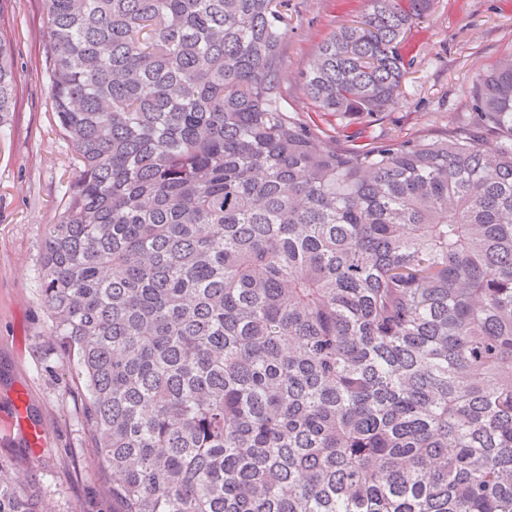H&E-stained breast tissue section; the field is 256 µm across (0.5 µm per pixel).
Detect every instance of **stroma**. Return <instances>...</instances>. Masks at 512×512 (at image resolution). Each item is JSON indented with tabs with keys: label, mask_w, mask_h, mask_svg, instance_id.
I'll use <instances>...</instances> for the list:
<instances>
[{
	"label": "stroma",
	"mask_w": 512,
	"mask_h": 512,
	"mask_svg": "<svg viewBox=\"0 0 512 512\" xmlns=\"http://www.w3.org/2000/svg\"><path fill=\"white\" fill-rule=\"evenodd\" d=\"M290 7L295 23L285 67L292 77L332 32L360 19L368 2L290 0ZM45 15L44 0H0V33L11 41L19 72L16 108L0 131V419L12 411L13 389L23 386L33 391L32 413L46 429L35 454L1 428L0 457L31 472L52 512H112L110 483L94 469L79 370L48 343L40 303L43 237L64 202L74 154L53 120ZM400 51L408 63L402 97L384 113L358 120L325 114L296 90L282 106L319 136L344 144L457 128L470 118L475 77L512 55V0H434Z\"/></svg>",
	"instance_id": "stroma-1"
}]
</instances>
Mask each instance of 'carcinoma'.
<instances>
[{"mask_svg": "<svg viewBox=\"0 0 512 512\" xmlns=\"http://www.w3.org/2000/svg\"><path fill=\"white\" fill-rule=\"evenodd\" d=\"M288 2L45 0L75 177L40 302L112 512H512V58L466 130L322 140ZM432 2L368 0L295 86L386 111ZM17 81L0 37V127ZM0 512H51L1 460Z\"/></svg>", "mask_w": 512, "mask_h": 512, "instance_id": "carcinoma-1", "label": "carcinoma"}]
</instances>
